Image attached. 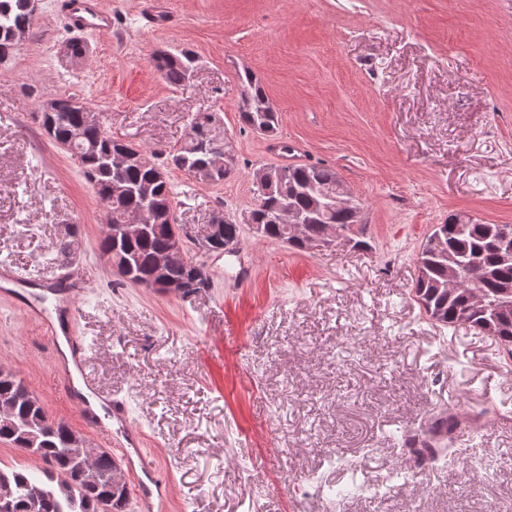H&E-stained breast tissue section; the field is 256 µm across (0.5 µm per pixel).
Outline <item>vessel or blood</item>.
Wrapping results in <instances>:
<instances>
[{"label": "vessel or blood", "instance_id": "1", "mask_svg": "<svg viewBox=\"0 0 512 512\" xmlns=\"http://www.w3.org/2000/svg\"><path fill=\"white\" fill-rule=\"evenodd\" d=\"M62 8L70 26L96 32L112 29V12L103 0H62ZM55 317H43L34 305L23 304V311L33 318L43 319L51 337H65L68 352L54 351L53 367L61 382V391L75 406L79 416L91 426L98 438L115 447L127 470L137 471V483L132 512H166L172 496V486L143 451V434L133 426L126 400L101 391L87 369L89 346L85 337L74 329V308L78 294L88 283L83 269L71 267L61 275ZM36 282L13 266H0V293L18 297L20 289L35 287Z\"/></svg>", "mask_w": 512, "mask_h": 512}]
</instances>
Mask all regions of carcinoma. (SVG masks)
<instances>
[{"label":"carcinoma","mask_w":512,"mask_h":512,"mask_svg":"<svg viewBox=\"0 0 512 512\" xmlns=\"http://www.w3.org/2000/svg\"><path fill=\"white\" fill-rule=\"evenodd\" d=\"M28 0H0V55L14 52L29 32ZM188 51H161L153 64L164 82L178 88L195 69ZM243 87L239 118L253 129L272 134L279 123L264 87L246 71L239 76ZM93 111L73 97L53 100V111L42 115V127L55 143L71 142L85 177L105 206L106 229L100 248L127 260L121 275L132 283L148 285L156 260H164L168 281L195 293L209 285L204 267L185 260L172 250L174 192L168 171L177 169L205 183H221L237 171V158L224 127L212 112L195 113L183 144L175 151H158L162 163H149L140 149L112 137L101 126L86 121ZM126 151L123 167L112 160ZM258 196L251 221L264 227V237L283 240L280 211H290L306 223L311 237L353 233L354 212L325 208V196L336 192L340 176L325 165H288L255 170ZM143 211L147 227L139 236L120 232L126 215ZM458 216L434 226L419 252V275L411 295L436 323L465 325L475 334L489 336L512 355V224H483ZM239 245L238 225L227 218L218 231L210 232L203 247L213 253ZM0 442L35 457L40 466L0 467V512H127L129 489L117 463L107 451L93 448L68 423L50 417L40 401L13 373L0 370ZM459 425L448 416L441 435L429 446V462L447 456Z\"/></svg>","instance_id":"cac0c4a2"}]
</instances>
